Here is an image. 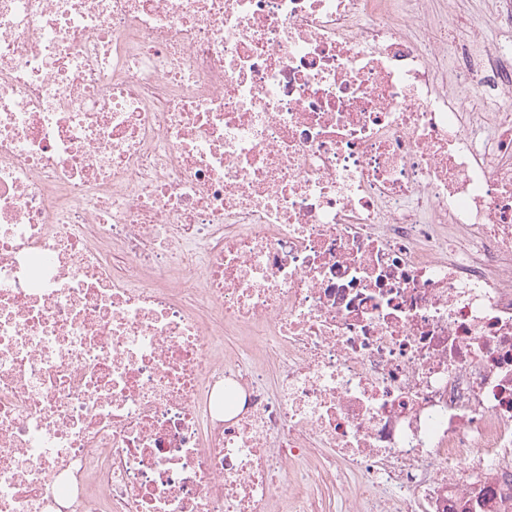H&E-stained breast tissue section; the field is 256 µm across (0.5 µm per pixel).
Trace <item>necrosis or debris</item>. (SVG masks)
Here are the masks:
<instances>
[{
    "label": "necrosis or debris",
    "mask_w": 512,
    "mask_h": 512,
    "mask_svg": "<svg viewBox=\"0 0 512 512\" xmlns=\"http://www.w3.org/2000/svg\"><path fill=\"white\" fill-rule=\"evenodd\" d=\"M430 2L0 0V512H499L512 0ZM460 26H469L480 20H487L491 17L494 9V0H456L448 4Z\"/></svg>",
    "instance_id": "1"
}]
</instances>
